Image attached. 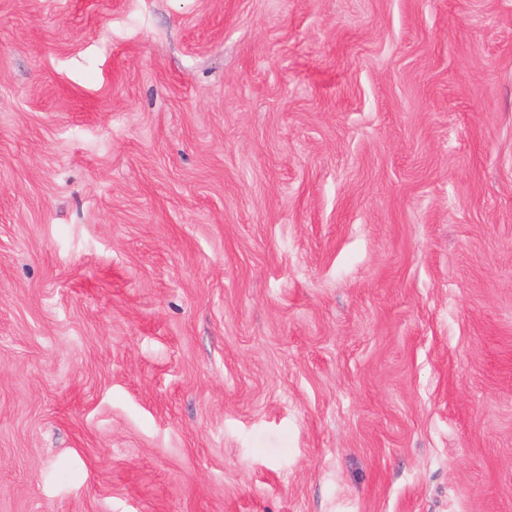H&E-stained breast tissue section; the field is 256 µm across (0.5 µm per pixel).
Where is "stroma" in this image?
I'll return each instance as SVG.
<instances>
[{"label": "stroma", "mask_w": 512, "mask_h": 512, "mask_svg": "<svg viewBox=\"0 0 512 512\" xmlns=\"http://www.w3.org/2000/svg\"><path fill=\"white\" fill-rule=\"evenodd\" d=\"M0 512H512V0H0Z\"/></svg>", "instance_id": "stroma-1"}]
</instances>
